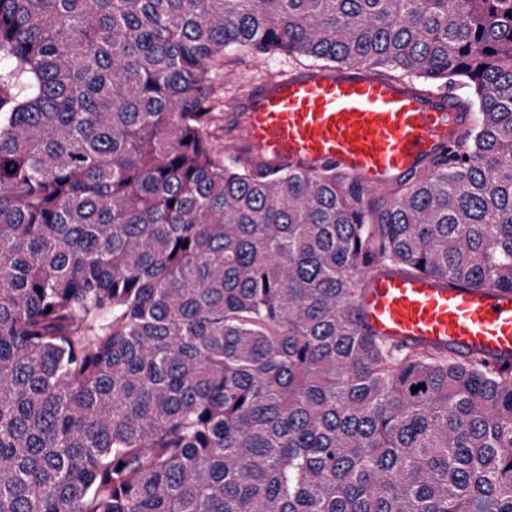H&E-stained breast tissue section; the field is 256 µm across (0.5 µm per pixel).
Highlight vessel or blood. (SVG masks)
<instances>
[{
    "label": "vessel or blood",
    "instance_id": "obj_1",
    "mask_svg": "<svg viewBox=\"0 0 512 512\" xmlns=\"http://www.w3.org/2000/svg\"><path fill=\"white\" fill-rule=\"evenodd\" d=\"M235 120L245 144L282 168L325 170L382 191L457 143L469 114L452 93L339 66L275 76L253 86ZM358 298L374 333L467 360L512 363V292L474 289L410 273L372 272Z\"/></svg>",
    "mask_w": 512,
    "mask_h": 512
}]
</instances>
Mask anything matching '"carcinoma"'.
<instances>
[{
  "label": "carcinoma",
  "mask_w": 512,
  "mask_h": 512,
  "mask_svg": "<svg viewBox=\"0 0 512 512\" xmlns=\"http://www.w3.org/2000/svg\"><path fill=\"white\" fill-rule=\"evenodd\" d=\"M228 47L459 78L382 209L213 147ZM512 291V0H0V512H512V366L367 330Z\"/></svg>",
  "instance_id": "1"
}]
</instances>
